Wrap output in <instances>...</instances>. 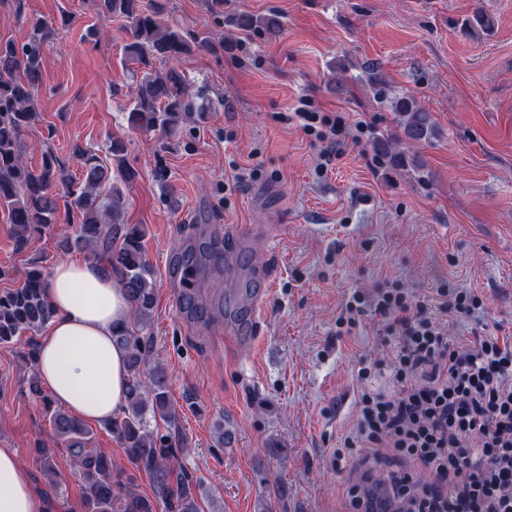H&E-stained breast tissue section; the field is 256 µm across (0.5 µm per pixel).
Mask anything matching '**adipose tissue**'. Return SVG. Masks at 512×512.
Here are the masks:
<instances>
[{
    "mask_svg": "<svg viewBox=\"0 0 512 512\" xmlns=\"http://www.w3.org/2000/svg\"><path fill=\"white\" fill-rule=\"evenodd\" d=\"M54 309L35 361L59 405L87 422H101L127 401L126 356L112 327L130 311L119 283L99 263L63 262L48 281ZM0 512H49L15 449L0 448Z\"/></svg>",
    "mask_w": 512,
    "mask_h": 512,
    "instance_id": "adipose-tissue-1",
    "label": "adipose tissue"
}]
</instances>
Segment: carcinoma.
<instances>
[{"label":"carcinoma","mask_w":512,"mask_h":512,"mask_svg":"<svg viewBox=\"0 0 512 512\" xmlns=\"http://www.w3.org/2000/svg\"><path fill=\"white\" fill-rule=\"evenodd\" d=\"M165 7V0L97 3L100 16L125 21V58L143 71L129 107L128 124L161 133V153L171 149L188 123L203 120L193 115L190 85L178 63L194 49L212 48L209 39H188L167 25ZM233 24L242 32L263 31L268 35L281 29L275 14H241ZM28 25L31 36L23 45L0 40V208L7 211L19 250L27 248L33 237L52 230L61 217H78L79 224L72 233L61 235L59 248L64 252L85 249L105 261L131 305L132 320L113 331L115 343L128 357V400L104 427L123 445L129 462L153 476L158 495L169 501L174 512H201L206 493L200 490V483L183 470L173 473L178 449L168 436L148 431L147 413L167 426L176 422L177 415L160 367L150 369V387L142 381L147 363L140 333L151 323L155 285L142 244L145 228L125 222L122 190L135 180L137 171L128 164L125 142L118 138L110 140L109 158L105 160L73 144L71 155L80 169L78 176L72 175L50 149L42 153L40 166L28 165L23 138L39 118L37 92L42 83L43 52L58 31V25L36 14L28 16ZM493 28V20L482 11L474 12L464 23V30L470 34H488ZM392 108L400 116L407 141L420 144L433 135L430 115L413 97L397 98ZM47 285L44 270L34 263L24 271L19 286L0 291V343L11 342L52 319ZM30 390L49 410L56 442L70 450L81 483L83 512H155L151 500L136 492L132 472L89 447L93 431L86 422L59 407L51 408L38 377H32Z\"/></svg>","instance_id":"carcinoma-1"}]
</instances>
